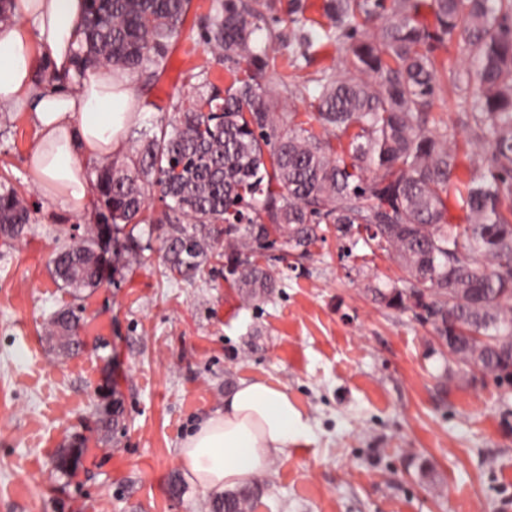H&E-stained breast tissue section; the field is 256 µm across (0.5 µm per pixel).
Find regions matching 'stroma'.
I'll list each match as a JSON object with an SVG mask.
<instances>
[{"instance_id": "stroma-1", "label": "stroma", "mask_w": 512, "mask_h": 512, "mask_svg": "<svg viewBox=\"0 0 512 512\" xmlns=\"http://www.w3.org/2000/svg\"><path fill=\"white\" fill-rule=\"evenodd\" d=\"M254 34L277 57L267 83L288 85L289 111H312L323 70L349 69L347 39L328 40L323 0H307L306 25L291 23V0H258ZM219 0H192L165 71L136 86L142 120L160 117L201 81L230 76L200 40ZM311 46H299L301 31ZM444 67L429 108L455 131L464 174L479 172L473 131L462 124L450 77L458 44L435 53ZM35 131L20 114L0 122V175L27 195L25 159ZM36 231L0 242V512H205L218 498L187 479L178 451L197 423L223 408L237 382L262 377L286 386L311 421L315 442L275 460L255 512H512V386L486 376L457 381L430 324L375 303L350 276L335 236L289 268L268 300L241 302L211 264L192 281L162 276L160 237L139 261L107 257L98 288L73 295L51 273L57 237L82 235L89 215L43 202ZM74 309L94 378L70 373L44 327ZM112 431L99 420L111 409ZM57 445L42 454L40 438Z\"/></svg>"}]
</instances>
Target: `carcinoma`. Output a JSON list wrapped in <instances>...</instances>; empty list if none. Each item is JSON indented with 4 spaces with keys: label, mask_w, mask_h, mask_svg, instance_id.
<instances>
[{
    "label": "carcinoma",
    "mask_w": 512,
    "mask_h": 512,
    "mask_svg": "<svg viewBox=\"0 0 512 512\" xmlns=\"http://www.w3.org/2000/svg\"><path fill=\"white\" fill-rule=\"evenodd\" d=\"M82 66L150 82L164 71L190 0H86ZM329 33L352 38L359 22L381 17L377 32L351 43L364 77L323 72L316 114L300 119L281 92L261 82L273 63L252 35L262 21L250 0H224L200 38L231 75L224 90L204 85L151 123L121 161L94 166L100 217L123 237L117 258L145 249L128 225L165 226L164 275L193 280L211 261L246 302L278 288L262 263L277 243L299 260L327 235L342 256L387 255L399 269L382 283L356 265L374 301L431 324L448 345V379L512 368V0H324ZM458 41L456 82L471 90L467 116L488 155L462 181L449 147L454 133L429 127L434 51ZM164 203L158 213L148 200ZM40 204L0 179V236L21 239ZM54 274L77 295L101 282L97 234L86 227L64 243ZM80 316L63 309L46 335L70 353ZM478 338H469V333ZM262 482L224 493L212 512H254Z\"/></svg>",
    "instance_id": "obj_1"
}]
</instances>
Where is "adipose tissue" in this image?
Here are the masks:
<instances>
[{"instance_id": "1", "label": "adipose tissue", "mask_w": 512, "mask_h": 512, "mask_svg": "<svg viewBox=\"0 0 512 512\" xmlns=\"http://www.w3.org/2000/svg\"><path fill=\"white\" fill-rule=\"evenodd\" d=\"M0 23V115H25L36 129L26 157L31 184L52 204L83 212L89 183L83 165L125 148L141 112L134 80L78 68L86 0H14ZM48 79H37L39 70ZM314 440L309 418L287 387L241 380L223 409L201 420L179 450L185 474L206 489L234 488L266 474L276 457Z\"/></svg>"}]
</instances>
